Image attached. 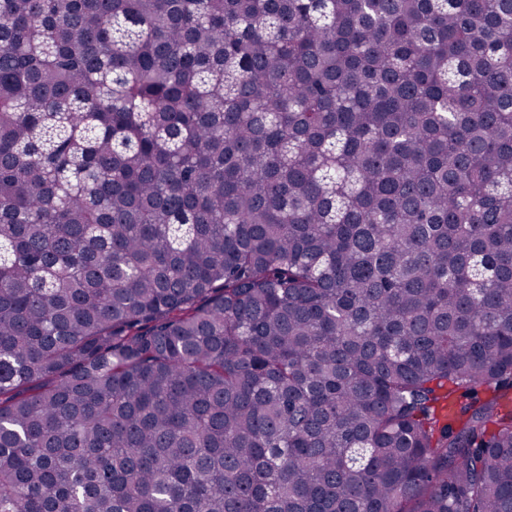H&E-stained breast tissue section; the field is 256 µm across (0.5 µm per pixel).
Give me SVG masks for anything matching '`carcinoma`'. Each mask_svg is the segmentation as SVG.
Returning a JSON list of instances; mask_svg holds the SVG:
<instances>
[{
	"instance_id": "cac0c4a2",
	"label": "carcinoma",
	"mask_w": 512,
	"mask_h": 512,
	"mask_svg": "<svg viewBox=\"0 0 512 512\" xmlns=\"http://www.w3.org/2000/svg\"><path fill=\"white\" fill-rule=\"evenodd\" d=\"M0 512H512V0H0Z\"/></svg>"
}]
</instances>
